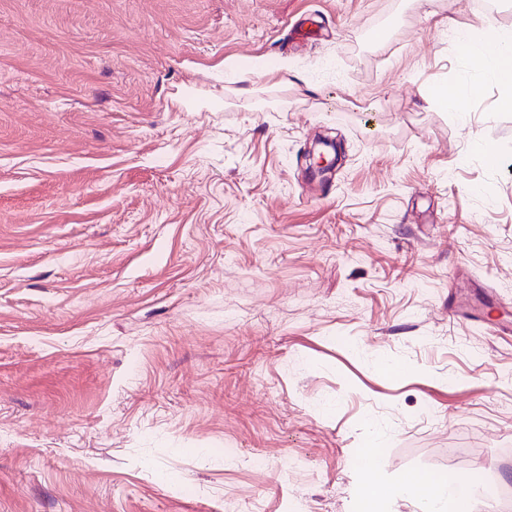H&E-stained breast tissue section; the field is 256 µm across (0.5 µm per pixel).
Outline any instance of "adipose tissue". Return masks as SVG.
<instances>
[{
    "instance_id": "ef3b65f1",
    "label": "adipose tissue",
    "mask_w": 512,
    "mask_h": 512,
    "mask_svg": "<svg viewBox=\"0 0 512 512\" xmlns=\"http://www.w3.org/2000/svg\"><path fill=\"white\" fill-rule=\"evenodd\" d=\"M460 49L473 59L483 76L497 84L501 106L512 110V29L485 24L483 32L467 31L458 36ZM366 512H380L386 501L409 498L419 503L421 512H447L449 504H463L468 487L460 482H431L418 475H409L393 484L381 482L376 473H369L361 488Z\"/></svg>"
}]
</instances>
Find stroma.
<instances>
[{
  "instance_id": "1",
  "label": "stroma",
  "mask_w": 512,
  "mask_h": 512,
  "mask_svg": "<svg viewBox=\"0 0 512 512\" xmlns=\"http://www.w3.org/2000/svg\"><path fill=\"white\" fill-rule=\"evenodd\" d=\"M485 20L0 0V512H360L371 455L512 512V110L448 36ZM480 90L478 84L471 85L465 90L438 87L433 90L434 99L452 112H466L469 98L475 96ZM342 147L339 142L328 136L318 137L307 152L308 175L314 179L333 173L341 160Z\"/></svg>"
}]
</instances>
